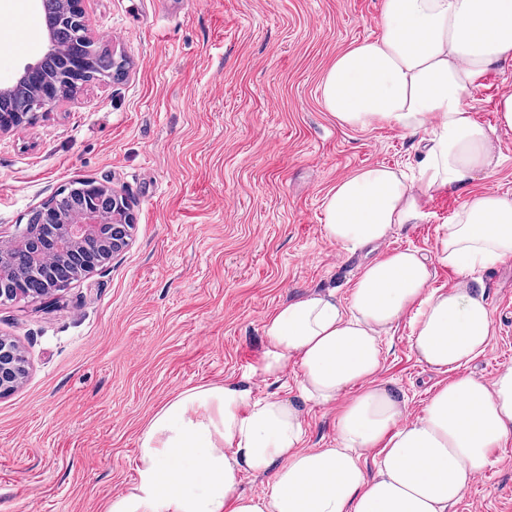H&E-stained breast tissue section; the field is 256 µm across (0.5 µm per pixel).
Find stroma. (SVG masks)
Masks as SVG:
<instances>
[{
    "instance_id": "35a3bbf8",
    "label": "stroma",
    "mask_w": 512,
    "mask_h": 512,
    "mask_svg": "<svg viewBox=\"0 0 512 512\" xmlns=\"http://www.w3.org/2000/svg\"><path fill=\"white\" fill-rule=\"evenodd\" d=\"M382 0H90L89 17L127 61L33 124L0 134V232L26 225L69 180L114 188L135 217L127 248L43 298L0 303V337L29 372L0 396V512H102L135 479L137 439L180 391L256 367L265 316L306 292L341 298L368 257L322 231L336 183L370 165L413 171L416 137L341 124L322 102L337 55L377 37ZM35 0H0V86L38 59L41 27L15 52ZM512 92L496 67L466 102L483 123ZM463 195L436 192L387 248L434 255ZM494 334L470 366L512 367V259L472 272ZM408 320L380 338L381 380L419 415L449 375L425 368ZM453 512H512V440Z\"/></svg>"
}]
</instances>
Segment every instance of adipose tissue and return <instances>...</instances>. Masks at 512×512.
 <instances>
[{
	"label": "adipose tissue",
	"instance_id": "ef3b65f1",
	"mask_svg": "<svg viewBox=\"0 0 512 512\" xmlns=\"http://www.w3.org/2000/svg\"><path fill=\"white\" fill-rule=\"evenodd\" d=\"M380 35L337 56L322 81L342 124H385L420 137L415 176L373 165L337 182L325 237L354 253L419 223L431 192H457L494 168L498 133L512 132V93L495 125L465 98L491 68L512 62V0H383ZM512 258V195L473 193L443 225L435 257L405 248L368 262L348 299L316 291L263 321L255 373L181 391L138 436L136 479L105 512H449L512 438V367L487 382L467 373L493 332L482 284L466 274ZM460 273L450 289L432 268ZM410 318L419 361L449 373L419 416L380 380V338ZM298 365L299 398L258 395L255 376ZM336 409L337 447L303 448L305 409ZM376 453L374 471L364 460ZM266 476L264 493L242 490Z\"/></svg>",
	"mask_w": 512,
	"mask_h": 512
}]
</instances>
